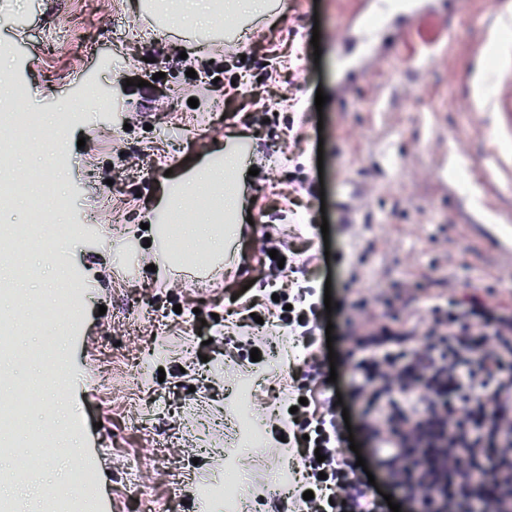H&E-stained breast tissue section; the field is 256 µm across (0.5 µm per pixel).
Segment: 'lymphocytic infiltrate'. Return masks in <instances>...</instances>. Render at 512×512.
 <instances>
[{
    "label": "lymphocytic infiltrate",
    "mask_w": 512,
    "mask_h": 512,
    "mask_svg": "<svg viewBox=\"0 0 512 512\" xmlns=\"http://www.w3.org/2000/svg\"><path fill=\"white\" fill-rule=\"evenodd\" d=\"M316 290L299 287L276 318L314 344ZM350 330L346 356L362 378L354 398L388 487L419 512H512V301L441 296L416 288L383 301ZM291 450L302 461L296 512H391L356 456L340 413L323 395Z\"/></svg>",
    "instance_id": "f902f5d3"
}]
</instances>
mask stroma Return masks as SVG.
I'll return each mask as SVG.
<instances>
[{
  "mask_svg": "<svg viewBox=\"0 0 512 512\" xmlns=\"http://www.w3.org/2000/svg\"><path fill=\"white\" fill-rule=\"evenodd\" d=\"M144 2L0 0V97L49 124L68 116L59 140L7 156L6 169L24 183L52 168L53 197L68 202L58 221L75 228L67 243L27 250L23 270L0 267V282L16 288L0 294V316L23 297L46 299L65 286L80 329L73 340L43 320L1 335L9 353L0 356V388L40 384L45 365L15 356L61 334L62 372L86 376L77 434L103 512H135L126 479L134 456L141 482L180 500L179 512H224L200 489L230 469L244 478L249 512H290L292 497L274 492L286 445L246 452L218 423L235 411L234 386L249 381L254 419L281 412L303 363L289 358L288 334L270 325L255 329L264 344L252 361L234 312L238 302L263 300L271 283L306 280L331 290V309L316 312L321 328L334 326L317 335L335 352L327 392L340 395L360 454L386 489L344 362L354 314L346 286L394 293L415 281L435 293L474 285L512 296V258L485 230L512 225V182L481 189L489 153H512V84L497 87L496 110L471 105L487 53L512 66V41L492 49L482 37L512 0H463L455 10L438 0L436 21L402 47L417 66L390 58L355 77L345 96L337 84L348 0H275L269 15L235 34L158 16ZM79 72L86 81L77 86ZM225 77L235 81L230 93L214 91ZM320 91L327 101L319 109ZM91 97L99 110L81 111ZM232 142L248 152L240 182L251 223L221 263L202 256L176 270L155 265L160 243L142 228L146 213L169 210L174 179L218 162ZM281 241L311 258L310 278L286 270L270 281L263 252ZM37 457L29 437L0 427V478Z\"/></svg>",
  "mask_w": 512,
  "mask_h": 512,
  "instance_id": "1",
  "label": "stroma"
}]
</instances>
